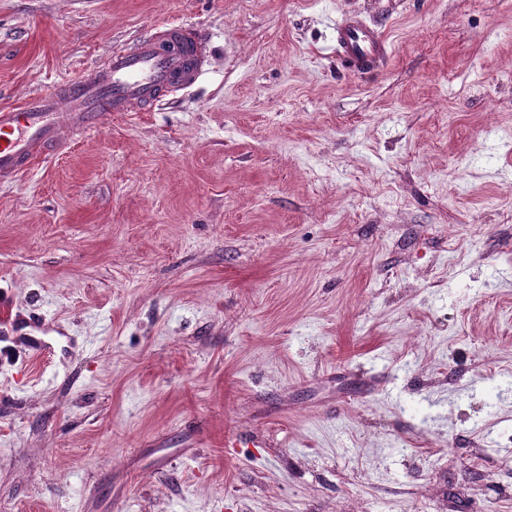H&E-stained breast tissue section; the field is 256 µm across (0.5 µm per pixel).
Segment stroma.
I'll use <instances>...</instances> for the list:
<instances>
[{"label":"stroma","instance_id":"stroma-1","mask_svg":"<svg viewBox=\"0 0 512 512\" xmlns=\"http://www.w3.org/2000/svg\"><path fill=\"white\" fill-rule=\"evenodd\" d=\"M174 22L201 82L0 181V512H512V0H0V107ZM387 54L382 33L367 22L362 13L352 12L339 24L336 22V55L353 72H366Z\"/></svg>","mask_w":512,"mask_h":512}]
</instances>
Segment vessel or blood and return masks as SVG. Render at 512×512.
<instances>
[{
    "mask_svg": "<svg viewBox=\"0 0 512 512\" xmlns=\"http://www.w3.org/2000/svg\"><path fill=\"white\" fill-rule=\"evenodd\" d=\"M336 53L345 67L366 72L387 54L382 33L362 13L336 26ZM209 66L200 33L169 24L113 47L88 74L0 108V180H9L50 152L98 131L112 117L148 112L161 96L194 87Z\"/></svg>",
    "mask_w": 512,
    "mask_h": 512,
    "instance_id": "vessel-or-blood-1",
    "label": "vessel or blood"
}]
</instances>
